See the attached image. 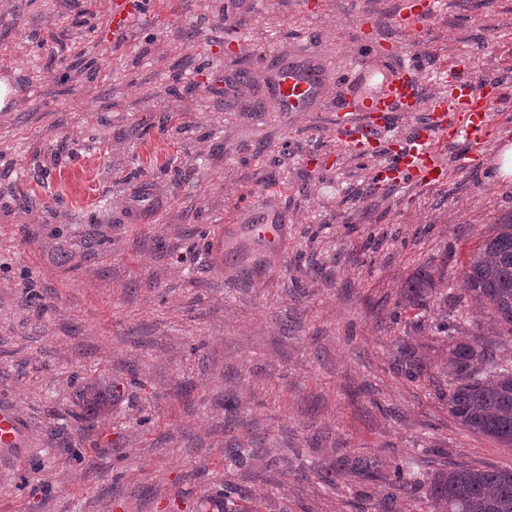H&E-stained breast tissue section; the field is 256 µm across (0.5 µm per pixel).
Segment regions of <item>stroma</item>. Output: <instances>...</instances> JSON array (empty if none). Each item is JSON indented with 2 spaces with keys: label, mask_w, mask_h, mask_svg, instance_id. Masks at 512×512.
I'll return each mask as SVG.
<instances>
[{
  "label": "stroma",
  "mask_w": 512,
  "mask_h": 512,
  "mask_svg": "<svg viewBox=\"0 0 512 512\" xmlns=\"http://www.w3.org/2000/svg\"><path fill=\"white\" fill-rule=\"evenodd\" d=\"M0 15V512H375L384 481L329 484L355 454L430 476L512 468L441 392L448 344L483 316L462 276L512 220V0H442L421 36L401 0H13ZM501 84L483 149L448 142L437 185L375 183L334 106L365 35ZM315 62L286 112L273 64ZM250 224H280L277 251ZM437 296L404 306L419 267ZM435 363L407 380L404 346ZM274 71L275 101L288 112L306 109L320 95L327 79L326 71L316 64H282ZM24 429L16 414L0 407V449L4 451L16 448L21 443Z\"/></svg>",
  "instance_id": "stroma-1"
}]
</instances>
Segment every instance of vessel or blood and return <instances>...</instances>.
Returning a JSON list of instances; mask_svg holds the SVG:
<instances>
[{
    "mask_svg": "<svg viewBox=\"0 0 512 512\" xmlns=\"http://www.w3.org/2000/svg\"><path fill=\"white\" fill-rule=\"evenodd\" d=\"M439 10L438 0H403L398 17L401 28L420 32L422 23ZM426 61L417 57L393 67L384 77L379 92L362 90L370 76L363 61L352 67L353 82L359 86L356 96L337 100L335 110L348 116L359 112L362 124L348 121V145L355 156L364 158L379 144V136L393 124L402 112L415 111L421 103L420 73ZM325 70L316 64L279 65L275 69L273 93L276 103L291 112L306 109L320 95L326 82ZM502 94L499 84L456 78L447 90L431 99L432 125L415 129L403 141H392L384 164L375 169V181H410L423 185L444 182L448 168L438 158L442 145L465 137L473 148H481L492 128V109ZM24 429L16 414L0 407V449L8 451L18 446Z\"/></svg>",
    "mask_w": 512,
    "mask_h": 512,
    "instance_id": "1",
    "label": "vessel or blood"
}]
</instances>
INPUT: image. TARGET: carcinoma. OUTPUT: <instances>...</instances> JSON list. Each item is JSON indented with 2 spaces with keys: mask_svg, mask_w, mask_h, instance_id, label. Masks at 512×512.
<instances>
[{
  "mask_svg": "<svg viewBox=\"0 0 512 512\" xmlns=\"http://www.w3.org/2000/svg\"><path fill=\"white\" fill-rule=\"evenodd\" d=\"M467 290L488 311L489 325L499 336L512 335V222L497 225L468 260ZM436 293V272L418 269L402 288L412 305L427 303ZM401 371L412 381L431 367L414 347L401 351ZM445 374L448 413L470 432L512 448V358L496 356L480 335L452 344ZM325 478L375 480L382 475L378 460L344 456L324 469ZM387 484L407 493L421 491L433 512H512V469L454 465L424 480L410 468L396 465Z\"/></svg>",
  "mask_w": 512,
  "mask_h": 512,
  "instance_id": "1",
  "label": "carcinoma"
}]
</instances>
